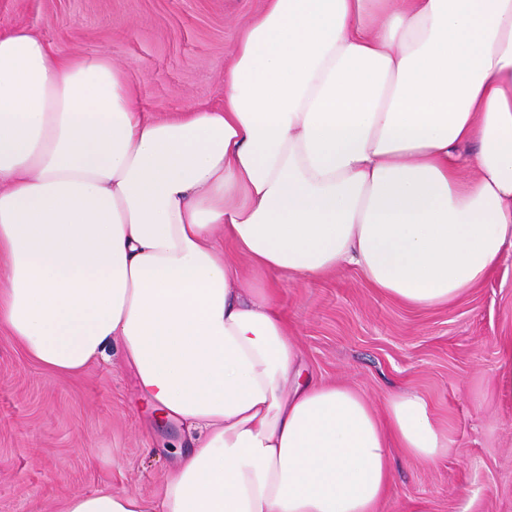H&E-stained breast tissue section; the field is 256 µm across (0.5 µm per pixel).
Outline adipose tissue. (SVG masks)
<instances>
[{"label": "adipose tissue", "instance_id": "ef3b65f1", "mask_svg": "<svg viewBox=\"0 0 512 512\" xmlns=\"http://www.w3.org/2000/svg\"><path fill=\"white\" fill-rule=\"evenodd\" d=\"M507 253L512 0H262L223 107L165 119L106 55L0 31V329L60 375L119 344L195 443L155 505L65 512H378L391 448L432 464L448 431L305 375L277 286L352 268L434 308Z\"/></svg>", "mask_w": 512, "mask_h": 512}]
</instances>
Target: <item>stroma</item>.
Listing matches in <instances>:
<instances>
[{
	"instance_id": "obj_1",
	"label": "stroma",
	"mask_w": 512,
	"mask_h": 512,
	"mask_svg": "<svg viewBox=\"0 0 512 512\" xmlns=\"http://www.w3.org/2000/svg\"><path fill=\"white\" fill-rule=\"evenodd\" d=\"M261 0H0V29L24 27L62 57L107 54L143 111L165 117L224 101L239 31ZM280 306L307 370L375 406L424 397L457 454L435 464L393 457L379 512H512V402L495 374L512 345V255L480 287L414 309L353 270L281 285ZM191 450L184 423L157 422L132 370L111 355L58 376L0 332V512H64L103 488L157 501Z\"/></svg>"
}]
</instances>
